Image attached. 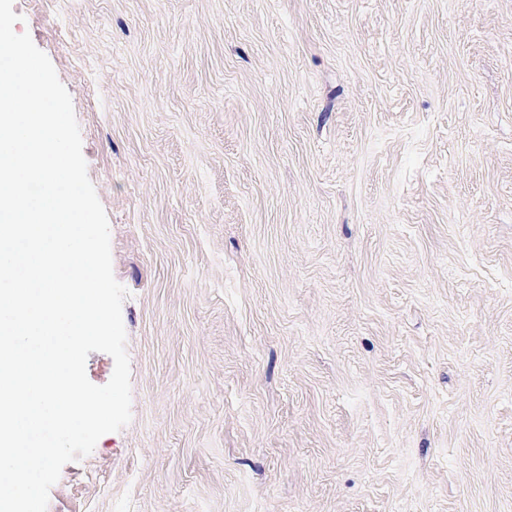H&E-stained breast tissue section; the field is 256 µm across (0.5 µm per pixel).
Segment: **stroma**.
Masks as SVG:
<instances>
[{"label": "stroma", "instance_id": "35a3bbf8", "mask_svg": "<svg viewBox=\"0 0 512 512\" xmlns=\"http://www.w3.org/2000/svg\"><path fill=\"white\" fill-rule=\"evenodd\" d=\"M13 11L128 291L47 512H512V0Z\"/></svg>", "mask_w": 512, "mask_h": 512}]
</instances>
